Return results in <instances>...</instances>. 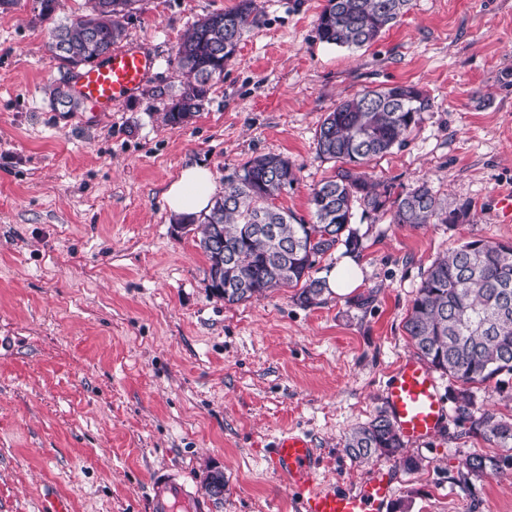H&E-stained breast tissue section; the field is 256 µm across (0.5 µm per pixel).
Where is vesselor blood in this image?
Wrapping results in <instances>:
<instances>
[{"label":"vessel or blood","mask_w":512,"mask_h":512,"mask_svg":"<svg viewBox=\"0 0 512 512\" xmlns=\"http://www.w3.org/2000/svg\"><path fill=\"white\" fill-rule=\"evenodd\" d=\"M156 59L138 47L113 48L103 63L83 68L77 78L79 97L102 112L134 96L149 79ZM386 407L401 436L424 440L435 436L448 418L433 371L403 360L386 385ZM268 471L299 502L301 512H386L395 492L389 472L380 470L356 489L340 491L320 483L314 450L307 438L287 430L275 438L266 456ZM152 512H210L209 501L180 475L157 474L150 488Z\"/></svg>","instance_id":"1"}]
</instances>
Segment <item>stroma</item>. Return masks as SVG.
I'll return each instance as SVG.
<instances>
[{
    "mask_svg": "<svg viewBox=\"0 0 512 512\" xmlns=\"http://www.w3.org/2000/svg\"><path fill=\"white\" fill-rule=\"evenodd\" d=\"M238 0H140L125 44L154 54L140 91L111 111H55L63 71L35 0L0 7V512H40L46 492L70 512H150L156 473L186 472L212 512H296L263 450L305 433L324 483L355 489L390 470L388 512H512V475L464 487L460 462L482 439L448 417L406 441L417 470L358 462L345 434L385 409L386 382L414 357L404 323L432 261L472 238L512 240L494 198L512 191V0H412L370 46L321 42L325 0H257L261 22L188 124L162 113L183 76L188 28ZM414 84L430 96L409 144L371 164L409 189L428 182L471 206L457 224L413 227L355 214L362 283L301 304L292 288L228 304L214 296L198 235L173 223L164 193L201 164L223 186L261 153L300 169L277 206L308 216L334 176L315 132L366 87Z\"/></svg>",
    "mask_w": 512,
    "mask_h": 512,
    "instance_id": "1",
    "label": "stroma"
}]
</instances>
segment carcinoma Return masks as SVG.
I'll return each instance as SVG.
<instances>
[{
	"label": "carcinoma",
	"mask_w": 512,
	"mask_h": 512,
	"mask_svg": "<svg viewBox=\"0 0 512 512\" xmlns=\"http://www.w3.org/2000/svg\"><path fill=\"white\" fill-rule=\"evenodd\" d=\"M90 13L55 22L59 0H36L38 18L53 22L52 41L69 47L59 57L79 67L95 54L112 52L124 38L122 20L140 0H89ZM411 0H326L317 19L321 41L338 47L370 45L410 8ZM260 23L255 0H238L224 12L198 19L179 44L175 62L186 81L171 99L164 121L177 127L203 109L212 83L224 75L243 34ZM430 97L418 87H366L327 114L316 131L318 154L340 163L336 175L312 189L311 221L277 207L274 200L298 181L296 165L280 154H258L228 177L224 195L207 213L180 216L197 225L199 248L209 262V288L229 304L266 295L276 288L298 289L311 305L324 282L311 277L317 260L340 245L353 251L350 227L357 208L366 215H390L394 224H456L469 207L441 199L425 182L405 191L362 170L393 149L407 146L430 111ZM220 225L222 246L211 244ZM417 354L430 368L461 383L454 395L466 434L501 450L472 453L459 465L455 482L472 481L512 469V417L477 403L472 386L512 375V243L477 238L436 258L426 270L404 325ZM344 451L361 462L404 454L402 437L382 411L352 428Z\"/></svg>",
	"instance_id": "cac0c4a2"
}]
</instances>
